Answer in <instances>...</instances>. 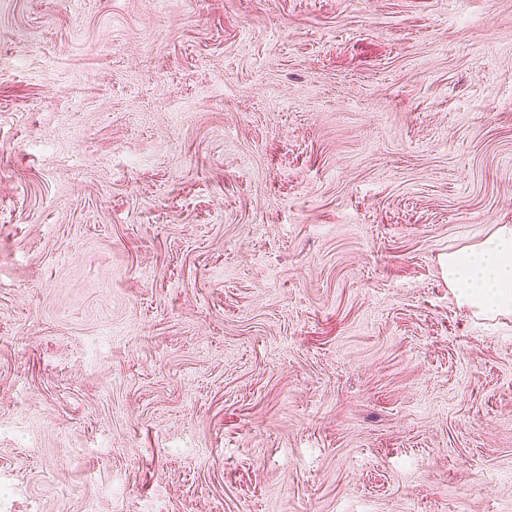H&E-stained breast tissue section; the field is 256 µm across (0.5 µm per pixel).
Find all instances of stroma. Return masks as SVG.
Instances as JSON below:
<instances>
[{
  "instance_id": "obj_1",
  "label": "stroma",
  "mask_w": 512,
  "mask_h": 512,
  "mask_svg": "<svg viewBox=\"0 0 512 512\" xmlns=\"http://www.w3.org/2000/svg\"><path fill=\"white\" fill-rule=\"evenodd\" d=\"M512 0H0V512H512ZM448 288L473 316L512 315V225L502 224L475 245L449 252Z\"/></svg>"
}]
</instances>
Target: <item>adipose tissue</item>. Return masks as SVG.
Wrapping results in <instances>:
<instances>
[{
  "label": "adipose tissue",
  "instance_id": "adipose-tissue-1",
  "mask_svg": "<svg viewBox=\"0 0 512 512\" xmlns=\"http://www.w3.org/2000/svg\"><path fill=\"white\" fill-rule=\"evenodd\" d=\"M444 271L458 303L473 316L512 315V225L450 252Z\"/></svg>",
  "mask_w": 512,
  "mask_h": 512
}]
</instances>
